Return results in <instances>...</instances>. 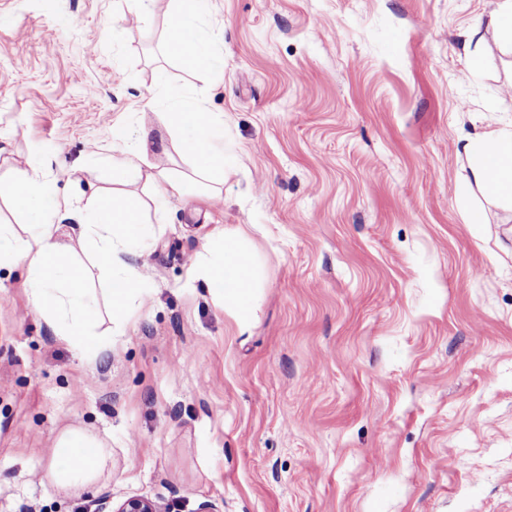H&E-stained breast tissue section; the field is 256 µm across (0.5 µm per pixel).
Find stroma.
<instances>
[{
    "label": "stroma",
    "mask_w": 512,
    "mask_h": 512,
    "mask_svg": "<svg viewBox=\"0 0 512 512\" xmlns=\"http://www.w3.org/2000/svg\"><path fill=\"white\" fill-rule=\"evenodd\" d=\"M494 2L210 0L214 75L166 53L169 0H0V181L111 190L113 127L158 140L170 91L223 113L234 170L146 208L144 296L97 365L0 269V512H512V213L458 155L512 122V55L464 44ZM237 229L263 272L243 335L189 273ZM72 430L101 461L61 483ZM107 502V499H105L100 508L101 510L97 512H163L158 502L141 497H130L119 503L115 508L111 506L110 511H103V509L108 507L106 505Z\"/></svg>",
    "instance_id": "stroma-1"
}]
</instances>
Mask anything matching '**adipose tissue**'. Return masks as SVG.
Returning a JSON list of instances; mask_svg holds the SVG:
<instances>
[{"mask_svg":"<svg viewBox=\"0 0 512 512\" xmlns=\"http://www.w3.org/2000/svg\"><path fill=\"white\" fill-rule=\"evenodd\" d=\"M172 2L167 24L169 53L195 68L222 70L221 39L205 20L209 0ZM166 102L165 130L182 144L203 175L206 184L201 194H210L230 174L224 165V115L206 111L201 103L180 93L168 94ZM113 139L109 163L112 191L90 204L59 198L48 182L36 178L0 185V196L10 197L28 215L25 235L0 225V267L25 263L33 307L57 336L92 362L110 350L112 342L97 332L99 304L86 286L84 267L70 257L73 245L93 255L108 283L112 315L123 317L143 290L141 273L128 258L149 248L152 231L139 204L122 197V186L138 181L151 185L159 213L191 190L186 179L167 170H153L147 161V144L135 150L126 148L123 128L114 129ZM459 152L467 162V186L512 210V125L489 126L466 135ZM63 217L73 220L79 230L76 244L58 237ZM191 276L209 288L239 331H248L259 272L245 234L217 235L206 254L193 263ZM95 446L92 438L77 432L60 439L56 454L61 475L93 472L100 461Z\"/></svg>","mask_w":512,"mask_h":512,"instance_id":"obj_1","label":"adipose tissue"}]
</instances>
